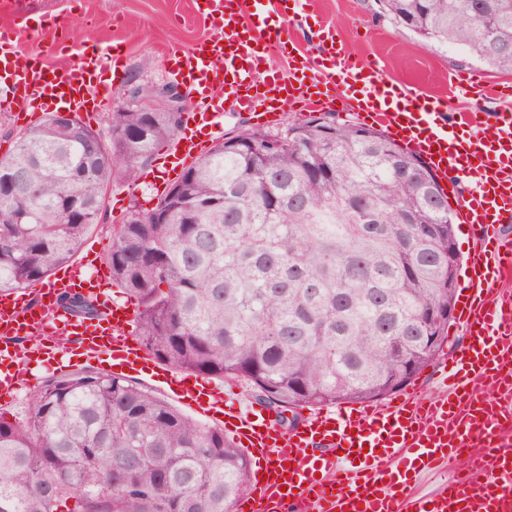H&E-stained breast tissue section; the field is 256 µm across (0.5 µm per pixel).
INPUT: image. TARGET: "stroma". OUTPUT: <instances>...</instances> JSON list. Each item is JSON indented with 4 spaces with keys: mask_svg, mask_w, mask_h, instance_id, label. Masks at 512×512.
Masks as SVG:
<instances>
[{
    "mask_svg": "<svg viewBox=\"0 0 512 512\" xmlns=\"http://www.w3.org/2000/svg\"><path fill=\"white\" fill-rule=\"evenodd\" d=\"M41 20L49 32L62 35L66 50L51 56L55 65L75 60L82 47L116 44L122 49V67L116 82H103L90 90L97 111L79 113L92 128L105 126L108 113L123 108L132 85H163L174 63L175 46L189 47L205 36L209 26L195 14L191 0H21L13 14L0 17V26L13 29L17 50L30 54L43 44L32 37L30 27ZM336 26L346 47L366 60H378L387 75L430 95L448 93L451 74L468 71L492 82L501 73L475 61L467 47L431 45L417 38L383 14L376 0H302L295 22L285 30L298 48L308 54L319 51L316 33L321 23ZM172 147L164 142L145 176L130 185L116 186L107 195L106 220L118 223L130 212L152 208L156 191L149 180L162 174V161ZM36 341L22 337L15 342L19 358L29 359ZM35 379L6 406L8 420H23L33 394L58 373L47 363L29 359Z\"/></svg>",
    "mask_w": 512,
    "mask_h": 512,
    "instance_id": "stroma-1",
    "label": "stroma"
}]
</instances>
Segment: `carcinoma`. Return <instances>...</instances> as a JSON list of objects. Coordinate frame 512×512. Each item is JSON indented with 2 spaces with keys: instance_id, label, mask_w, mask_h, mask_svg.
I'll return each mask as SVG.
<instances>
[{
  "instance_id": "1",
  "label": "carcinoma",
  "mask_w": 512,
  "mask_h": 512,
  "mask_svg": "<svg viewBox=\"0 0 512 512\" xmlns=\"http://www.w3.org/2000/svg\"><path fill=\"white\" fill-rule=\"evenodd\" d=\"M377 2L423 41L512 72V0ZM182 123L129 110L95 131L51 112L16 132L0 156V294L69 263L107 192L136 182ZM456 220L418 155L325 112L213 145L152 209L112 225L105 260L141 301L149 353L286 412L387 399L396 372L441 356ZM62 303L98 315L82 295ZM251 491L224 430L118 375L54 379L25 420L0 414V512H234Z\"/></svg>"
}]
</instances>
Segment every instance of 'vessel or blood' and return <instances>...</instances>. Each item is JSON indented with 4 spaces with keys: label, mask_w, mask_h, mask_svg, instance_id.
Here are the masks:
<instances>
[{
    "label": "vessel or blood",
    "mask_w": 512,
    "mask_h": 512,
    "mask_svg": "<svg viewBox=\"0 0 512 512\" xmlns=\"http://www.w3.org/2000/svg\"><path fill=\"white\" fill-rule=\"evenodd\" d=\"M211 32L178 56L171 79L187 85L202 109H191L172 152L177 163L198 157L223 133L225 106L258 126L278 124L276 104L328 108L336 97L353 102L370 125L384 127L445 180L461 223L480 246L458 300L467 341L457 351L439 390L414 388L384 404L308 411L282 429L271 408L248 397L229 398L222 385L158 370L135 339L134 310L116 301L104 317L66 312L60 299L98 298L102 269L75 263L57 271L34 300L0 296V395L17 394L27 371L10 349L30 325L49 322L53 335L80 340L85 361L111 356L117 374L159 373L178 396L222 423L236 446L258 460L251 495L235 512H512V293L495 285L512 273V114L500 113L491 134L472 127L478 113L448 124L446 98L428 97L390 79L375 60L349 53L335 26L317 34L320 54L310 59L283 29L264 21L287 15L288 0H205ZM287 50L289 81L265 72L271 47ZM110 47L80 51L66 69L37 60L21 64L12 38H0V94L18 96L24 111L62 104L88 109V91L108 71ZM451 87L473 100L512 97V83L457 74ZM471 187L459 191L458 178ZM495 389L487 397L480 384ZM467 457L472 473L451 478L436 492L417 491L421 478Z\"/></svg>",
    "instance_id": "obj_1"
}]
</instances>
